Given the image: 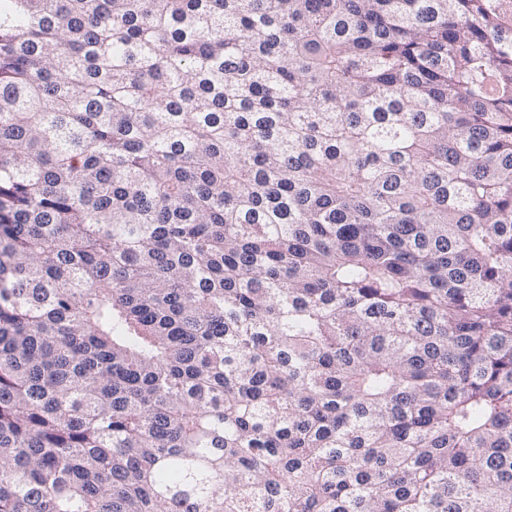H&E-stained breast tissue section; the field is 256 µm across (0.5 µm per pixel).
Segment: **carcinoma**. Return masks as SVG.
<instances>
[{"mask_svg":"<svg viewBox=\"0 0 512 512\" xmlns=\"http://www.w3.org/2000/svg\"><path fill=\"white\" fill-rule=\"evenodd\" d=\"M0 512H512L492 0H0Z\"/></svg>","mask_w":512,"mask_h":512,"instance_id":"1","label":"carcinoma"}]
</instances>
